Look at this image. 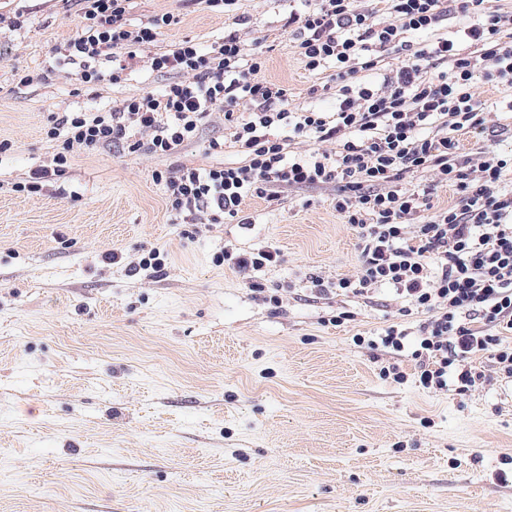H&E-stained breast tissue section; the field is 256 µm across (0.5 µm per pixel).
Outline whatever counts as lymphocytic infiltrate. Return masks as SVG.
I'll return each mask as SVG.
<instances>
[{
  "label": "lymphocytic infiltrate",
  "instance_id": "obj_1",
  "mask_svg": "<svg viewBox=\"0 0 512 512\" xmlns=\"http://www.w3.org/2000/svg\"><path fill=\"white\" fill-rule=\"evenodd\" d=\"M80 32L56 53L77 66L84 86L97 85L99 67L113 79L140 61L173 16L132 26L131 0H79ZM457 28L446 31L449 19ZM285 28L305 70L333 69L323 91L334 92L331 112L290 111L286 86L263 76V51L244 54L231 32L203 52L190 40L154 54L151 70L172 74L158 93L124 100L106 112L52 113L45 127L60 146L50 165L16 183L33 193L42 179L63 175L77 152L125 142L129 153L172 156L193 141L202 121L219 113L243 159L233 166L182 165L155 172L168 210L184 224H249L251 198L281 201L293 188L335 184L333 207L357 233L358 278L311 280V291L355 296L390 286L405 304L398 313L425 320L414 347L399 324L382 330L389 353L410 351L420 387L464 392L485 382L486 359L512 378V150L498 144L463 153L460 138L505 133L501 112H512V6L503 0H312L290 14ZM432 33L424 45L405 34ZM400 64L376 84L356 81L391 55ZM485 82L500 99L479 100ZM335 143L332 152L293 154L278 132ZM426 174L431 187L448 185V207L432 209L428 194L407 188Z\"/></svg>",
  "mask_w": 512,
  "mask_h": 512
}]
</instances>
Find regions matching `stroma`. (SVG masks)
<instances>
[{
	"label": "stroma",
	"instance_id": "stroma-1",
	"mask_svg": "<svg viewBox=\"0 0 512 512\" xmlns=\"http://www.w3.org/2000/svg\"><path fill=\"white\" fill-rule=\"evenodd\" d=\"M305 7L133 0L131 24L177 22L89 89L54 56L80 26L76 0H0V140L15 144L0 155V512H512V385L426 390L405 357L395 384L379 375L390 355L353 338L395 319L414 337L422 315L396 318L388 287L310 296L312 277L360 274L334 186L248 200L246 229L178 223L152 175L240 162L233 144L208 151L229 134L215 114L174 156L81 152L37 192L11 190L55 153L51 113L162 91L169 75L145 60L186 38L205 50L237 31L291 108L333 111L283 29ZM153 247L163 270H138ZM266 248L282 255L256 275L275 305L217 260ZM342 307L355 320L330 324Z\"/></svg>",
	"mask_w": 512,
	"mask_h": 512
}]
</instances>
